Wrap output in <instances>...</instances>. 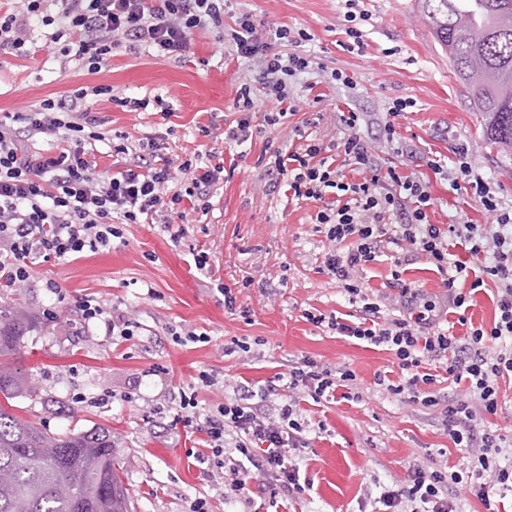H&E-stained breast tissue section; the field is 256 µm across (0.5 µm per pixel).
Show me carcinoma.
<instances>
[{
  "label": "carcinoma",
  "mask_w": 512,
  "mask_h": 512,
  "mask_svg": "<svg viewBox=\"0 0 512 512\" xmlns=\"http://www.w3.org/2000/svg\"><path fill=\"white\" fill-rule=\"evenodd\" d=\"M486 135L512 149V0H416ZM29 315L0 306V359L16 353ZM36 393L0 362V394ZM129 495L104 427L52 436L0 405V512H128Z\"/></svg>",
  "instance_id": "carcinoma-1"
}]
</instances>
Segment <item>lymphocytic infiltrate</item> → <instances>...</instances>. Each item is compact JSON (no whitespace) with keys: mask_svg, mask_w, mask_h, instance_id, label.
Listing matches in <instances>:
<instances>
[{"mask_svg":"<svg viewBox=\"0 0 512 512\" xmlns=\"http://www.w3.org/2000/svg\"><path fill=\"white\" fill-rule=\"evenodd\" d=\"M17 8L0 11V54L25 57L36 29L44 45L88 73L105 71L113 53L152 47L182 57L196 33H215L237 58L249 62L257 83L240 84L234 99L236 119L219 126H199L201 136L224 140L238 148L254 136L276 130L295 116L298 146L275 149L265 164V191L286 192L293 200L318 206L315 220L324 229L330 249L323 266L356 307L354 318L308 314L314 324H327L336 335L382 348L393 356L399 375H380L377 386L401 402L438 408L437 421L454 447L463 449L462 470L448 471L417 460L408 464L404 482L384 491L385 507L420 503L422 512H456L449 484L469 482L473 495L487 501L492 489L512 491V444L485 422L502 408L500 381L512 379V206L468 160L467 147L455 151L452 181L486 212L493 225L434 224L429 185L404 173L392 160H380L375 143L398 144V117L409 103L395 100L376 141L360 132V116L342 121L347 131L329 142L313 136L316 118L299 117L291 98V82L313 71L311 55L301 53L309 35L286 25L265 26L252 14L225 24L227 0H17ZM274 99L278 110L253 123L256 91ZM111 86L79 87L60 98L43 99L25 112L0 114V284L28 287L34 258L71 259L109 247L124 224H155L172 242H180L188 211H209L211 199L224 188L223 163L203 154L169 158L156 141L106 137L99 122L84 109L88 96H107ZM49 148H42V141ZM107 144L115 171H99L96 155ZM334 197H327V189ZM465 244L471 257L453 259L449 238ZM389 256L395 265L390 289L396 290L397 312L371 301L358 273ZM423 258L443 274V296H429L401 278L400 266ZM478 277H470L471 268ZM491 287L494 317L490 326L469 325L466 313L477 292ZM459 310L457 336L440 326L443 306ZM75 314L83 322L103 321L107 333L130 337L135 324L110 313L104 302L87 297ZM440 361L448 381L467 382L464 396L442 397L434 390L436 375L423 372ZM351 372L304 357L263 386H240L207 413L194 396L181 395L180 421L205 436L212 479L231 474L228 492L242 505L255 497L284 502L298 499L307 487L290 452L308 448L309 439L297 411L303 396L333 395ZM279 398L276 412L267 408Z\"/></svg>","mask_w":512,"mask_h":512,"instance_id":"f902f5d3","label":"lymphocytic infiltrate"}]
</instances>
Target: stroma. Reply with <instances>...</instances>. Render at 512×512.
<instances>
[{"instance_id": "1", "label": "stroma", "mask_w": 512, "mask_h": 512, "mask_svg": "<svg viewBox=\"0 0 512 512\" xmlns=\"http://www.w3.org/2000/svg\"><path fill=\"white\" fill-rule=\"evenodd\" d=\"M357 9L369 19L360 25L364 48L352 53L344 0H231L232 12L309 34L302 48L318 68L302 75L293 92L302 111L321 114L314 135L342 137L341 115L353 110L361 115L362 134L374 136L392 100H411L399 120L398 161L404 172L428 182L431 222L493 224L494 215L454 190L431 163L466 146L472 166L512 202V152L487 139L483 114L471 108L415 0H358ZM332 69L351 77L355 89L326 83ZM254 78L249 63L233 59L207 32L195 35L179 60L154 50L120 54L93 76L57 51L40 48L23 58L0 55V113L107 84L113 100L87 102L103 131L150 136L176 153L203 150L227 159L224 142L201 137L197 128L233 119L238 86ZM318 93L324 96L319 103ZM125 97L149 106L122 111L118 101ZM164 102L170 113L162 112ZM296 122L288 117L268 139L254 140L209 211L189 215L180 243L157 225L126 224L109 249L76 260L35 259L28 287H0V304L29 313L36 323L12 364L30 375L41 398H15L14 412L52 434L108 428L131 512H188L198 498L211 512H239L240 503L224 499L205 474L203 434L178 421L180 396L195 394L205 412L236 386L264 384L301 357L352 371L355 398L301 401L310 446L295 461L311 488L286 507L256 499L255 512H384L379 496L404 481L408 461L463 462L435 411L402 403L375 386L376 374L392 368L389 352L337 337L306 319L310 312L349 314L353 307L322 270L329 244L317 230L316 205L263 191V170L255 162L265 143L277 148L293 139ZM199 249L209 253L211 273L197 270L193 253ZM49 279L58 293L46 288ZM223 286L250 309L249 318L225 309ZM84 296L130 315L138 323L134 336H110L104 325L75 320L72 309ZM48 310L56 320L45 318ZM171 327L202 339L176 344L167 334ZM234 339L247 342L248 352L225 355V343ZM203 370L217 374L215 386L199 384Z\"/></svg>"}]
</instances>
